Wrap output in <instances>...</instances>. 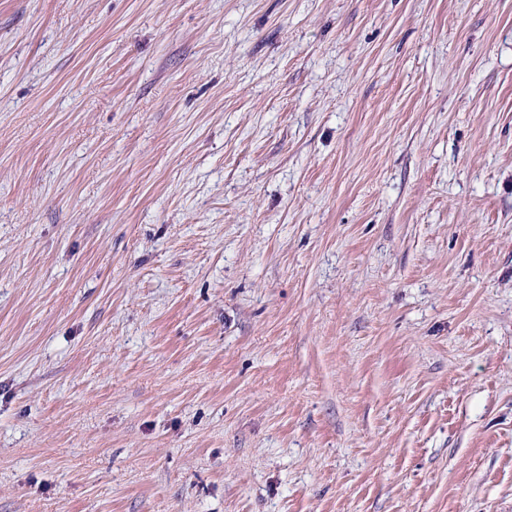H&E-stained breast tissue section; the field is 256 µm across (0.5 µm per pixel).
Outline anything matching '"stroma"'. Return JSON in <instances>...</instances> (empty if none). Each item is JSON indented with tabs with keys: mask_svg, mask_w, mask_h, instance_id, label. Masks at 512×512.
Listing matches in <instances>:
<instances>
[{
	"mask_svg": "<svg viewBox=\"0 0 512 512\" xmlns=\"http://www.w3.org/2000/svg\"><path fill=\"white\" fill-rule=\"evenodd\" d=\"M0 512H512V0H0Z\"/></svg>",
	"mask_w": 512,
	"mask_h": 512,
	"instance_id": "obj_1",
	"label": "stroma"
}]
</instances>
